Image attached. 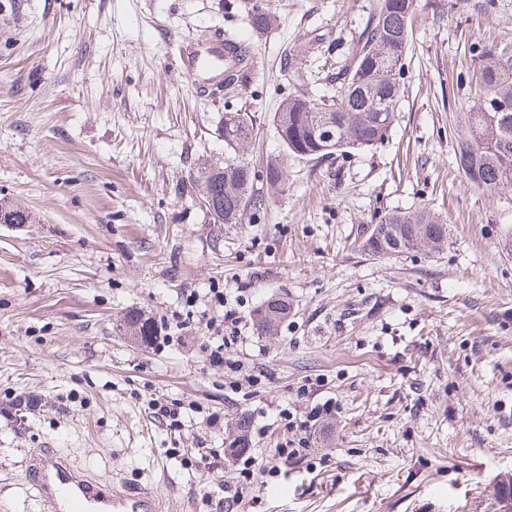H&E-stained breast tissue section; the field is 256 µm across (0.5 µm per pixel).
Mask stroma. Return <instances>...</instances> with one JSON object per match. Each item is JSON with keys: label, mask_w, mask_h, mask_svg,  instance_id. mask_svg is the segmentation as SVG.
I'll use <instances>...</instances> for the list:
<instances>
[{"label": "stroma", "mask_w": 512, "mask_h": 512, "mask_svg": "<svg viewBox=\"0 0 512 512\" xmlns=\"http://www.w3.org/2000/svg\"><path fill=\"white\" fill-rule=\"evenodd\" d=\"M372 0H0V197L34 221L0 225V512H42L24 485L35 449L82 475L141 485L180 512H498L512 478V201L458 171L452 145L482 49L512 51V0H416L404 96L384 141L344 157L286 154L272 116L288 96L333 95ZM252 46L233 86L194 93L184 53L219 33ZM299 71L290 82L286 72ZM254 113L245 154L279 157L288 189L239 224L212 223L193 189L224 159L225 113ZM427 207L439 253L373 258L366 228ZM226 290L240 340L210 362L207 318ZM292 311L258 335L272 293ZM180 321L178 342L137 344L124 314ZM181 409L180 426L152 400ZM288 409L292 424L278 412ZM223 424L210 427L209 413ZM250 421L254 478L223 449ZM307 458L265 468L285 442Z\"/></svg>", "instance_id": "stroma-1"}]
</instances>
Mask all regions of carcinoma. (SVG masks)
Returning a JSON list of instances; mask_svg holds the SVG:
<instances>
[{"instance_id": "cac0c4a2", "label": "carcinoma", "mask_w": 512, "mask_h": 512, "mask_svg": "<svg viewBox=\"0 0 512 512\" xmlns=\"http://www.w3.org/2000/svg\"><path fill=\"white\" fill-rule=\"evenodd\" d=\"M414 0H375L368 23L352 49V61L343 65L336 95L316 101L290 97L273 115L276 136L288 153L299 159H319L351 149L368 148L384 140L403 95L402 76L409 50L407 14ZM253 31L263 33L272 25L270 12L247 15ZM470 94L476 107L461 115V130L454 157L459 172L475 187L512 198V55L493 51L478 56ZM358 84L359 92L351 90ZM498 102L505 112H487L486 102ZM327 116L333 139L324 138L318 115ZM255 133L254 114L243 112L239 121L224 126V175L205 161L194 179L200 197H211L224 212L210 216L215 224H237L247 211L265 205L264 194L254 189L250 164L243 158L240 140ZM448 226L426 209L393 211L367 229L362 250L373 257L410 251L435 252L444 246ZM288 297L273 294L253 312V326L260 335H274L288 319ZM132 335L146 343L156 333L152 317L140 311L124 316Z\"/></svg>"}]
</instances>
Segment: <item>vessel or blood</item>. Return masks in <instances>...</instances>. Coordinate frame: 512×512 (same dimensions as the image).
<instances>
[{"label": "vessel or blood", "mask_w": 512, "mask_h": 512, "mask_svg": "<svg viewBox=\"0 0 512 512\" xmlns=\"http://www.w3.org/2000/svg\"><path fill=\"white\" fill-rule=\"evenodd\" d=\"M228 45L219 44L197 54L191 77L198 93H206L205 73L222 66L231 67ZM27 483L35 500L47 512H164L165 504L153 491L119 490L110 483L76 475L58 449L41 448L28 469Z\"/></svg>", "instance_id": "b4317fda"}]
</instances>
